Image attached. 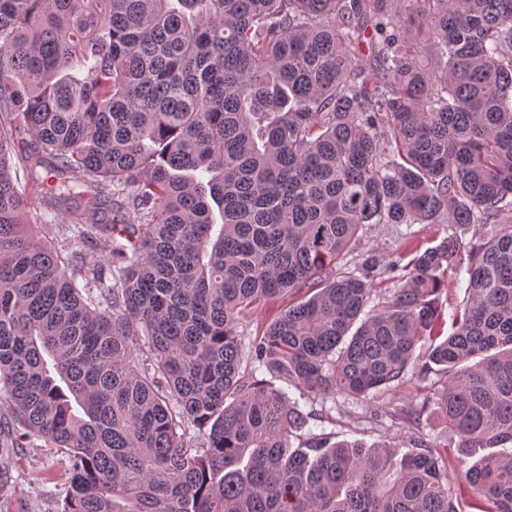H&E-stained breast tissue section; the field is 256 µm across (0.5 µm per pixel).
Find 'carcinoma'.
<instances>
[{
    "mask_svg": "<svg viewBox=\"0 0 512 512\" xmlns=\"http://www.w3.org/2000/svg\"><path fill=\"white\" fill-rule=\"evenodd\" d=\"M15 157L52 180L32 221ZM369 224L491 230L336 269ZM432 363L453 451L335 442L276 386L366 402ZM35 438L64 512H457L488 448L468 494L512 512V0H0V460ZM464 276L465 275L461 274L460 278L462 279V283L457 285L456 280L454 279L455 271L450 270L448 272V297L446 293H443L440 299L442 303L443 316L446 321L443 333L445 336L449 331H451L454 308L462 305L466 300ZM287 304L288 300L285 302L266 301L261 303L239 325L238 334L242 338V343L247 347L257 336H260L265 328L279 316Z\"/></svg>",
    "mask_w": 512,
    "mask_h": 512,
    "instance_id": "carcinoma-1",
    "label": "carcinoma"
}]
</instances>
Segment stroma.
Segmentation results:
<instances>
[{
  "mask_svg": "<svg viewBox=\"0 0 512 512\" xmlns=\"http://www.w3.org/2000/svg\"><path fill=\"white\" fill-rule=\"evenodd\" d=\"M446 230L443 224H372L356 252L373 253L391 262L413 248L433 245ZM443 381V375L435 370L424 377L411 373L372 403L337 394L307 403L306 408L313 415V425L337 439L357 438L369 445L386 442L403 453L417 437L429 443H447L448 428L435 405V392ZM413 407L421 412L415 429L393 416L395 410ZM69 477V460L63 449L31 440L0 471V512H63Z\"/></svg>",
  "mask_w": 512,
  "mask_h": 512,
  "instance_id": "1",
  "label": "stroma"
}]
</instances>
